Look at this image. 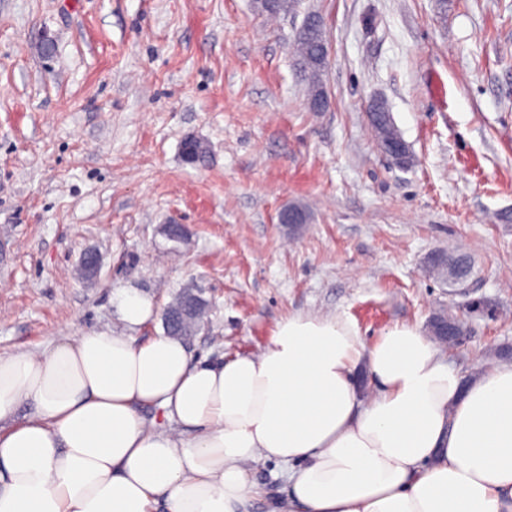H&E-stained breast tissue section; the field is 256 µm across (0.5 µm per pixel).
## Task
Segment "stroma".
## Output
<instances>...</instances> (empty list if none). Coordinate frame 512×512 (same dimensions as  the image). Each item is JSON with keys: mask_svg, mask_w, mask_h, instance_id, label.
<instances>
[{"mask_svg": "<svg viewBox=\"0 0 512 512\" xmlns=\"http://www.w3.org/2000/svg\"><path fill=\"white\" fill-rule=\"evenodd\" d=\"M323 21L330 107L306 108L293 42ZM384 100L414 156L379 148ZM193 137L203 163L185 161ZM305 207L309 223L282 224ZM182 224L185 242L163 225ZM98 277L76 281L86 250ZM470 259L460 285L432 255ZM209 304L185 337L211 361L255 354L315 314L365 344L447 311L466 372L512 348V0H0V357L122 332L135 288L163 331L186 282ZM122 321L130 328L139 326L155 314L152 300L131 288H120L116 293Z\"/></svg>", "mask_w": 512, "mask_h": 512, "instance_id": "obj_1", "label": "stroma"}]
</instances>
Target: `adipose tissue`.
<instances>
[{"label":"adipose tissue","mask_w":512,"mask_h":512,"mask_svg":"<svg viewBox=\"0 0 512 512\" xmlns=\"http://www.w3.org/2000/svg\"><path fill=\"white\" fill-rule=\"evenodd\" d=\"M258 461L287 512H512V361L463 374L418 327L369 346L322 316L225 363L110 331L0 357V512H246ZM251 477L269 491V497L254 501L251 512H269L274 499L283 497L288 488L287 478L280 466L274 462L259 463L252 467Z\"/></svg>","instance_id":"ef3b65f1"}]
</instances>
